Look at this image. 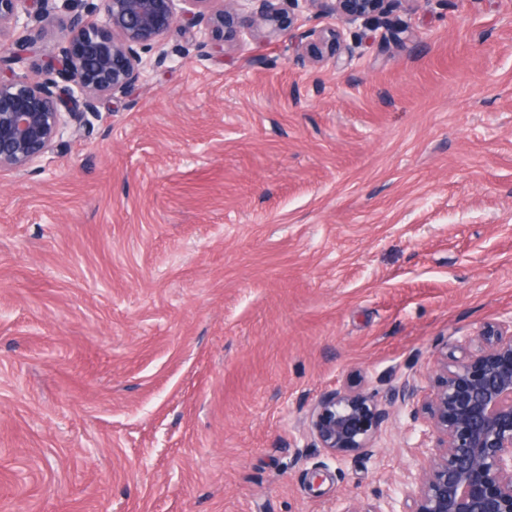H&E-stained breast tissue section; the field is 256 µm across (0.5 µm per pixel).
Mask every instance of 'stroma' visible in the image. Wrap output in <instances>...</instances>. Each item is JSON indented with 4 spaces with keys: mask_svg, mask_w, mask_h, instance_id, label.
Masks as SVG:
<instances>
[{
    "mask_svg": "<svg viewBox=\"0 0 512 512\" xmlns=\"http://www.w3.org/2000/svg\"><path fill=\"white\" fill-rule=\"evenodd\" d=\"M412 42L339 16L185 52L0 173V512H343L374 456L309 447L323 393L431 391L451 339L512 313V0H417ZM323 481L311 485L312 471Z\"/></svg>",
    "mask_w": 512,
    "mask_h": 512,
    "instance_id": "stroma-1",
    "label": "stroma"
}]
</instances>
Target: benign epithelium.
I'll return each instance as SVG.
<instances>
[{
  "label": "benign epithelium",
  "mask_w": 512,
  "mask_h": 512,
  "mask_svg": "<svg viewBox=\"0 0 512 512\" xmlns=\"http://www.w3.org/2000/svg\"><path fill=\"white\" fill-rule=\"evenodd\" d=\"M415 0H0V171L21 172L64 135L77 133L100 100L126 92L163 66L173 30L192 33L200 56L226 54L237 37L283 33L290 9L338 15L343 27L312 30L296 43V62L351 65L345 30L383 20L403 43L405 27L386 20L385 4ZM59 20L55 54L44 78L15 74L33 44V33ZM419 387L403 380L393 401L415 407ZM427 420L423 461L398 480L378 504L342 512H512V314L475 336L451 342L432 392L423 402ZM391 413L362 389L326 392L304 421L311 447L335 459L370 457Z\"/></svg>",
  "instance_id": "7a95c632"
}]
</instances>
